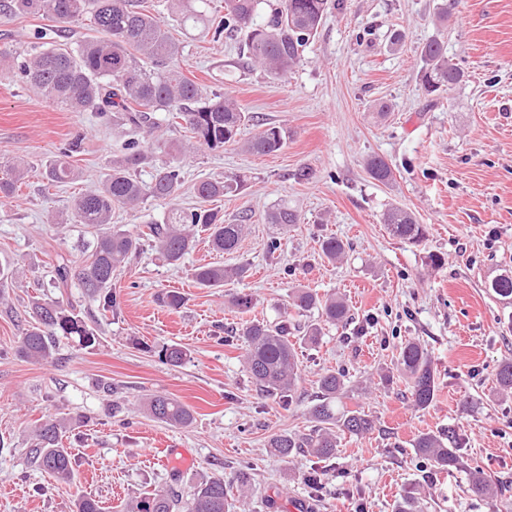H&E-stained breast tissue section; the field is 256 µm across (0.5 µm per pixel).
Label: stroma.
Returning <instances> with one entry per match:
<instances>
[{"instance_id":"obj_1","label":"stroma","mask_w":512,"mask_h":512,"mask_svg":"<svg viewBox=\"0 0 512 512\" xmlns=\"http://www.w3.org/2000/svg\"><path fill=\"white\" fill-rule=\"evenodd\" d=\"M181 45L185 76L207 92H229L252 120L288 131L269 155L226 146L201 147L182 162L178 203H199V182L231 175L245 182L217 203L226 221L249 215L247 234L231 253L206 240L178 266L144 246L112 279L119 306L101 313L77 286L55 287L60 262L85 259L89 226L67 220L73 196L100 185L121 154L124 137L94 112H72L39 99L15 70L0 65V176L21 163V188L0 198V259L17 275L0 282V512H71L76 491L101 501L105 512L147 493L175 490L189 497L199 481L223 477L232 489L229 512H393L419 489L422 512H512V396L500 392L496 368L512 360V313L485 283L512 267V0H455L447 24L442 0H341L329 9L300 64L279 79L244 68L243 33L212 38L182 25L167 0H146ZM41 16L0 21V50L24 51L57 38ZM400 44H392L395 32ZM444 40L464 72L439 96L419 84L420 49ZM69 152L78 181L45 188L46 162ZM383 157L393 170L381 183L365 162ZM287 200L300 217L288 230L267 223V211ZM394 205L425 224L418 244L393 236L382 222ZM346 245L327 260L324 239ZM443 259L427 263L429 254ZM243 265L246 277L221 288L197 287L194 267ZM342 296L346 323L327 326L318 344L298 351L300 378L290 403L257 394L244 364L241 339L226 342L242 319L274 322L295 287ZM185 297L177 311L158 294ZM252 295L248 313L230 306L232 293ZM36 298L59 300L96 329L95 346L59 338L53 362L21 358L16 347ZM422 344L437 370L439 391L427 409L407 399L394 363L401 343ZM188 352L179 367L159 359L163 346ZM347 374L346 406L376 419L363 437L339 436L334 458L283 459L269 448L278 433L308 432L316 380L325 370ZM162 393L193 412L186 428L142 413L145 395ZM87 423L70 426L71 417ZM67 426L74 480L64 484L31 466L25 450L46 418ZM455 429L464 460L498 488L493 498L468 491L465 471L443 472L413 448L423 433ZM179 454L167 458V449ZM253 467L240 494L241 464ZM323 470L319 494L304 480Z\"/></svg>"}]
</instances>
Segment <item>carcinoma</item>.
<instances>
[{"label":"carcinoma","instance_id":"cac0c4a2","mask_svg":"<svg viewBox=\"0 0 512 512\" xmlns=\"http://www.w3.org/2000/svg\"><path fill=\"white\" fill-rule=\"evenodd\" d=\"M176 14L182 19L204 22L198 0H172ZM261 0H224V15L214 20L205 32L246 30L242 55L247 63L262 67L278 78L301 61L304 47L315 36L326 19L328 0H278L268 4L269 14L261 22L255 16ZM46 16L60 24L58 32L85 19L91 34L81 40L45 43L35 54L16 62L21 79L43 99L65 106L72 112H97L112 115V125L129 133L125 153L112 160V173L94 190L77 196L71 205L70 220L74 224H90L99 229L89 255L79 267L78 287L98 301L103 311L116 307L112 276L135 255L143 242L149 241L164 260L178 265L194 247L196 233H208V241L216 252H232L247 233L248 216L227 223L224 213L214 208H171L166 220L148 224L142 230H115L112 210L121 206L136 208L149 198L174 201L183 185L180 157L195 145L217 151L226 145L241 144L243 151L271 154L279 151L288 132L269 125L252 138L240 141L241 129L250 121L229 96L204 94L202 87L185 76L180 67V47L163 20L145 9L143 0H5L0 15ZM420 82L428 94L444 91L464 77L457 64L448 59L445 42L432 39L420 50ZM167 115L168 125L186 132L183 140L165 143L171 159L154 166L148 182L140 180L136 171L150 161V144L158 140L160 125L155 113ZM68 153L51 160L43 171L49 186L75 181L78 174L66 161ZM370 176L381 183L393 178L390 165L381 157L368 161ZM241 176H226L200 183L198 195L205 201L221 198L241 188ZM299 216L288 203L276 204L267 214V222L283 228L299 223ZM391 233L416 244L426 236V226L416 222L407 210L395 206L382 216ZM323 254L336 261L344 257L343 241L330 237L321 244ZM247 273L244 265L226 268L220 264L196 267L192 279L200 288H222L229 281ZM486 288L502 300L512 301V270L504 269L486 282ZM289 307L304 314L317 313L314 319L288 326L282 320L275 324L244 321L234 335L246 344L244 363L257 389L267 396L287 398L298 382L297 348L290 340L291 331L301 333L299 343L314 345L321 336L322 325L338 324L349 318V306L341 297L319 296L308 288H298L290 296ZM33 323L23 336L17 353L33 361H48L53 356L55 338L76 337L85 347L96 343L93 330L58 301H35L31 306ZM161 359L178 367L187 352L177 346L162 348ZM397 370L408 382V399L418 409L428 408L439 389L433 362L422 345L408 340L399 349ZM499 390L512 394V361L498 365L495 373ZM317 403L310 409L314 426L306 434L284 432L274 436L270 447L283 458L309 454L320 460L336 457L338 433L364 435L375 429L372 417L358 409L338 406L345 392L343 373L326 370L317 381ZM144 410L154 419L174 427H187L193 416L188 406L163 395L146 398ZM34 447L26 449L30 461L67 483L73 478V459L62 444V423L49 418L34 434ZM454 432L448 437L424 433L414 447L434 467L451 472L464 465L454 447ZM471 490L480 495L493 493L492 485L478 468L470 470ZM228 490L224 478H209L194 488L184 501L176 492L155 491L125 506V512H227ZM72 512H101L99 501L79 493Z\"/></svg>","mask_w":512,"mask_h":512}]
</instances>
